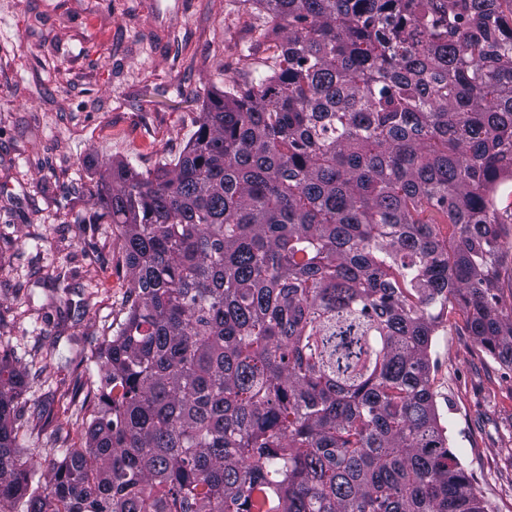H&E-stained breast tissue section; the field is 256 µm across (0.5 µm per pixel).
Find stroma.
Masks as SVG:
<instances>
[{
	"mask_svg": "<svg viewBox=\"0 0 512 512\" xmlns=\"http://www.w3.org/2000/svg\"><path fill=\"white\" fill-rule=\"evenodd\" d=\"M279 42L251 0H0V357L28 373L18 442L41 469L51 433L83 445L75 367L127 290L90 187L112 160L176 162L209 93L268 71ZM430 357L449 447L491 512H512V365L459 315Z\"/></svg>",
	"mask_w": 512,
	"mask_h": 512,
	"instance_id": "1",
	"label": "stroma"
}]
</instances>
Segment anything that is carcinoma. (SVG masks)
Returning <instances> with one entry per match:
<instances>
[{"instance_id":"cac0c4a2","label":"carcinoma","mask_w":512,"mask_h":512,"mask_svg":"<svg viewBox=\"0 0 512 512\" xmlns=\"http://www.w3.org/2000/svg\"><path fill=\"white\" fill-rule=\"evenodd\" d=\"M252 2L273 73L208 95L174 165L97 182L125 318L80 356L85 447L50 439L49 477L0 357L10 512H488L429 350L458 311L512 364V0Z\"/></svg>"}]
</instances>
